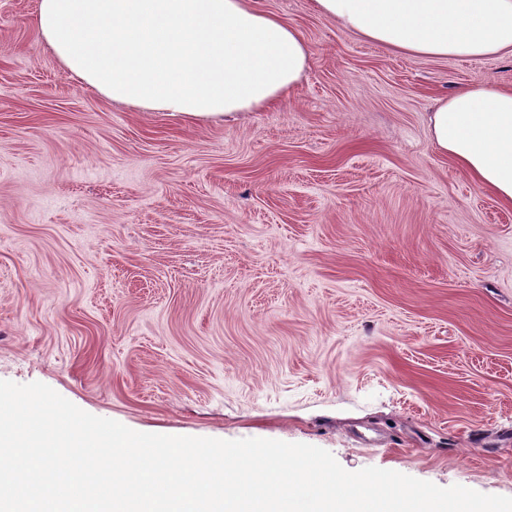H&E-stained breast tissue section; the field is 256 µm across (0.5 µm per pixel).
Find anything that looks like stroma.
<instances>
[{"label": "stroma", "instance_id": "obj_1", "mask_svg": "<svg viewBox=\"0 0 512 512\" xmlns=\"http://www.w3.org/2000/svg\"><path fill=\"white\" fill-rule=\"evenodd\" d=\"M312 57L235 121L108 100L0 0V380L138 432L274 439L512 496V207L429 114L512 56L396 54L250 0Z\"/></svg>", "mask_w": 512, "mask_h": 512}]
</instances>
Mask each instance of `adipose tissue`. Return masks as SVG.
Masks as SVG:
<instances>
[{
    "mask_svg": "<svg viewBox=\"0 0 512 512\" xmlns=\"http://www.w3.org/2000/svg\"><path fill=\"white\" fill-rule=\"evenodd\" d=\"M314 9L404 56L512 55V0H314ZM34 33L80 85L189 118L278 101L312 55L293 26L248 0H39ZM430 122L438 151L512 205V89L461 87Z\"/></svg>",
    "mask_w": 512,
    "mask_h": 512,
    "instance_id": "1",
    "label": "adipose tissue"
}]
</instances>
